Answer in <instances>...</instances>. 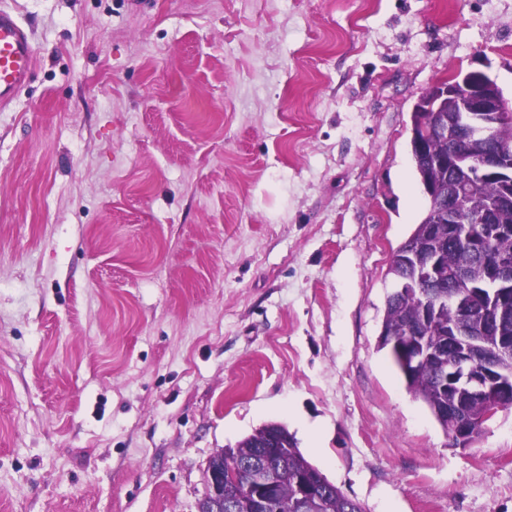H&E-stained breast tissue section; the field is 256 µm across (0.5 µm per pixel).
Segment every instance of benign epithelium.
I'll return each instance as SVG.
<instances>
[{
	"mask_svg": "<svg viewBox=\"0 0 512 512\" xmlns=\"http://www.w3.org/2000/svg\"><path fill=\"white\" fill-rule=\"evenodd\" d=\"M433 94L436 103L453 101L462 119L457 125H439L431 130L437 138L448 141V156L433 159L435 165H448V182L456 192L439 199L434 206L431 235H437V225H448V240L463 245L484 258L485 282L470 288L467 295L453 299L458 315L471 318L482 316L485 335L496 337L490 351H482L484 343L463 332L456 322L448 323V336L439 345L429 342L426 327L439 304H425L420 321L409 336L400 341L390 339V345L401 361L412 367L428 363L437 371L440 391L450 397L445 416L448 433L454 442L467 447L477 440L478 428L486 427L502 411L503 404L512 400V372L499 364L502 355L512 353V336L503 333L506 309L512 307V259L488 255L490 239L512 234V226L501 224L497 213L512 208V150L497 143L491 133L504 123H512V101L505 98L497 82L486 72L473 70L461 78L439 81L425 90ZM480 129L486 136L484 151L476 158L459 149L469 128ZM492 183L497 192L488 207L478 217L480 231L475 233L462 215L458 196L477 191ZM415 263L414 278L402 287L421 291L440 279L441 254L429 250L423 254L411 252ZM259 451L250 470L247 483L239 480L236 468L224 469L222 448L210 458L207 469V492L198 504V512H224V499L241 502L251 512H276L269 489L274 481V469L287 440L275 433L258 442Z\"/></svg>",
	"mask_w": 512,
	"mask_h": 512,
	"instance_id": "1",
	"label": "benign epithelium"
}]
</instances>
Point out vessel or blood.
<instances>
[{
    "instance_id": "obj_1",
    "label": "vessel or blood",
    "mask_w": 512,
    "mask_h": 512,
    "mask_svg": "<svg viewBox=\"0 0 512 512\" xmlns=\"http://www.w3.org/2000/svg\"><path fill=\"white\" fill-rule=\"evenodd\" d=\"M35 67L31 35L10 7L0 5V105L11 103Z\"/></svg>"
}]
</instances>
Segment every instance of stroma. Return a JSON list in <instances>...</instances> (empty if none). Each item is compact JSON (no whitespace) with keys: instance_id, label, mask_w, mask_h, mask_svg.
I'll return each instance as SVG.
<instances>
[{"instance_id":"stroma-1","label":"stroma","mask_w":512,"mask_h":512,"mask_svg":"<svg viewBox=\"0 0 512 512\" xmlns=\"http://www.w3.org/2000/svg\"><path fill=\"white\" fill-rule=\"evenodd\" d=\"M9 3L0 512H197L269 423L367 512H512V410L456 446L378 347L417 97L512 100V0ZM30 32L7 5H0V105L11 103L35 67Z\"/></svg>"}]
</instances>
